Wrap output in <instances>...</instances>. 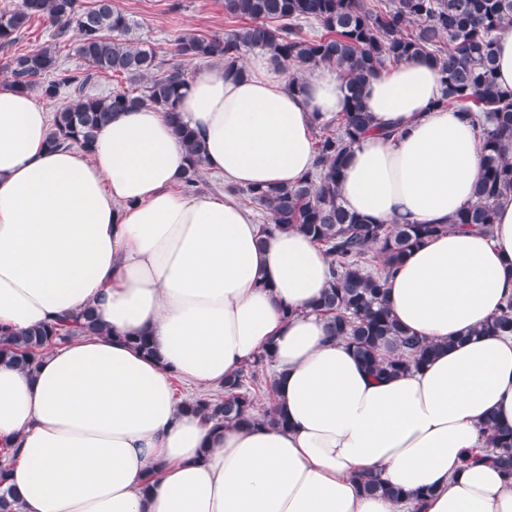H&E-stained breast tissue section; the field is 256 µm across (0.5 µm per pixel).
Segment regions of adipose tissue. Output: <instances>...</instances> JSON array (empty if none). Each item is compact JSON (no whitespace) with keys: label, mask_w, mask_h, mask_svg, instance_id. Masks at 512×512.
Segmentation results:
<instances>
[{"label":"adipose tissue","mask_w":512,"mask_h":512,"mask_svg":"<svg viewBox=\"0 0 512 512\" xmlns=\"http://www.w3.org/2000/svg\"><path fill=\"white\" fill-rule=\"evenodd\" d=\"M301 81L264 53L188 81L177 110L226 185L196 193L181 188L187 152L165 113L120 112L91 152L55 149L42 104L0 86V326L91 308L111 330L53 343L31 370L0 362L20 512H512L495 468L461 463L486 447L487 416L512 424V336L473 333L512 297V193L490 233L450 228L482 170L476 130L439 105L424 59L370 78L372 128L340 202L373 224L443 227L386 284L399 322L443 349L374 379L311 310L329 282L322 248L293 229L261 236L229 193L314 169L313 127L348 100L336 69ZM143 333L155 356L127 344ZM265 350L287 428H217L183 410L175 382L218 389ZM366 471L408 499L365 494Z\"/></svg>","instance_id":"adipose-tissue-1"}]
</instances>
